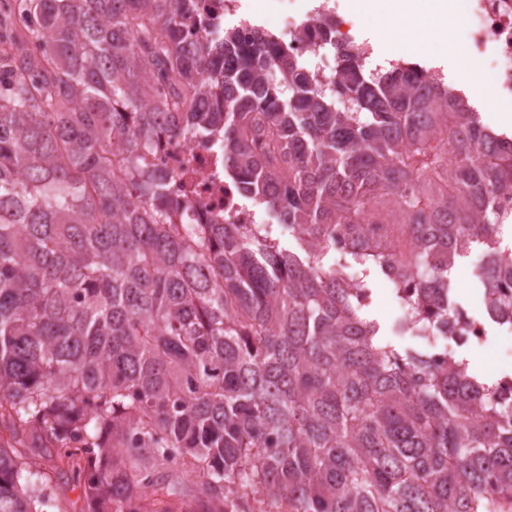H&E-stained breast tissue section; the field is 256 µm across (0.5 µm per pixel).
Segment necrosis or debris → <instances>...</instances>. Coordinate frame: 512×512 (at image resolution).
<instances>
[{
	"mask_svg": "<svg viewBox=\"0 0 512 512\" xmlns=\"http://www.w3.org/2000/svg\"><path fill=\"white\" fill-rule=\"evenodd\" d=\"M289 3L286 22L269 27L289 54L315 57L323 46L370 54V45L356 41L353 22L338 13L332 0ZM461 28L466 54L479 63L497 98L512 102V0H464ZM144 156L149 170L165 178L173 203L167 213L170 223H256L257 207L242 203L232 174L224 169L220 133L165 132Z\"/></svg>",
	"mask_w": 512,
	"mask_h": 512,
	"instance_id": "obj_1",
	"label": "necrosis or debris"
}]
</instances>
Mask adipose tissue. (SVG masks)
Instances as JSON below:
<instances>
[{"label":"adipose tissue","instance_id":"adipose-tissue-1","mask_svg":"<svg viewBox=\"0 0 512 512\" xmlns=\"http://www.w3.org/2000/svg\"><path fill=\"white\" fill-rule=\"evenodd\" d=\"M355 3L370 15L374 29L392 42L395 51L425 57L440 51L449 58L459 59L460 80L470 85L487 106H494L477 63L464 59L454 37L461 20L460 0H355ZM430 26L442 35V50H435L423 41V32Z\"/></svg>","mask_w":512,"mask_h":512}]
</instances>
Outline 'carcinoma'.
<instances>
[{"label":"carcinoma","mask_w":512,"mask_h":512,"mask_svg":"<svg viewBox=\"0 0 512 512\" xmlns=\"http://www.w3.org/2000/svg\"><path fill=\"white\" fill-rule=\"evenodd\" d=\"M9 10L38 51L0 45V512H62L66 470L88 512H254L258 492L288 512H512V385L459 351L428 363L465 315L458 243L512 250L485 207L512 187V141L483 139L417 64L367 74L340 49L320 84L198 0ZM159 70L176 118L143 111ZM176 121L221 128L263 223H166L142 152ZM379 275L407 290L387 330L406 346L369 316ZM480 281L512 311L500 271ZM187 465L192 492L168 480Z\"/></svg>","instance_id":"obj_1"}]
</instances>
